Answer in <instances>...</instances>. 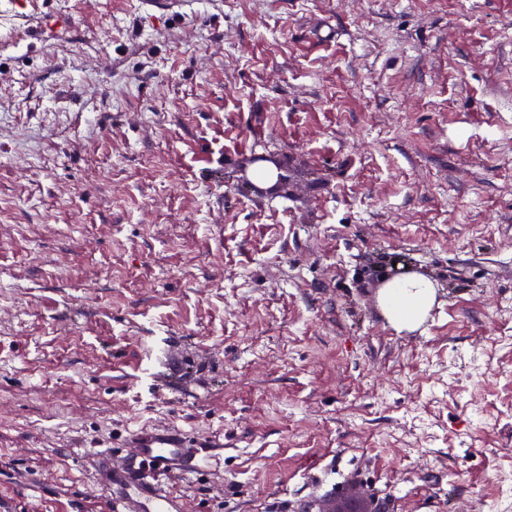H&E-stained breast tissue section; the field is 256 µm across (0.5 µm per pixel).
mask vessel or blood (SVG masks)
<instances>
[{
	"mask_svg": "<svg viewBox=\"0 0 512 512\" xmlns=\"http://www.w3.org/2000/svg\"><path fill=\"white\" fill-rule=\"evenodd\" d=\"M215 456V449L197 443L180 430L136 433L128 453L120 461L107 464L113 512H186L184 499L167 485L169 477L191 474Z\"/></svg>",
	"mask_w": 512,
	"mask_h": 512,
	"instance_id": "1",
	"label": "vessel or blood"
}]
</instances>
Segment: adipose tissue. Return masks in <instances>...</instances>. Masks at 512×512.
<instances>
[{
  "label": "adipose tissue",
  "mask_w": 512,
  "mask_h": 512,
  "mask_svg": "<svg viewBox=\"0 0 512 512\" xmlns=\"http://www.w3.org/2000/svg\"><path fill=\"white\" fill-rule=\"evenodd\" d=\"M380 300L398 327L412 328L427 315L434 292L428 280L407 276L388 282L381 291Z\"/></svg>",
  "instance_id": "adipose-tissue-1"
}]
</instances>
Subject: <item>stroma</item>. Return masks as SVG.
<instances>
[{"label": "stroma", "mask_w": 512, "mask_h": 512, "mask_svg": "<svg viewBox=\"0 0 512 512\" xmlns=\"http://www.w3.org/2000/svg\"><path fill=\"white\" fill-rule=\"evenodd\" d=\"M152 428L190 512H512V0H0V512ZM251 164L256 163H269L272 166H266L265 170L269 173V177L266 179L268 183H271L268 187L262 188L256 185H252L253 189L258 193L274 194L280 191L286 182V176L282 173V168L279 162L274 158L267 155L254 156L250 160ZM380 300L398 327L413 328L430 310L434 292L428 280L407 276L388 282L381 291ZM341 492L338 489L332 496L336 497ZM334 512H387L386 504L375 496H355L351 493L341 494L333 499Z\"/></svg>", "instance_id": "obj_1"}]
</instances>
